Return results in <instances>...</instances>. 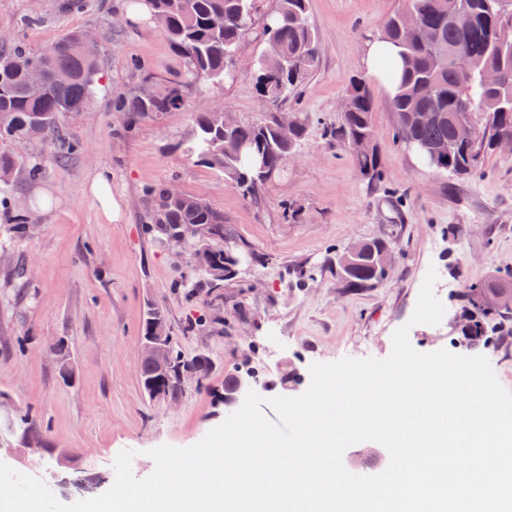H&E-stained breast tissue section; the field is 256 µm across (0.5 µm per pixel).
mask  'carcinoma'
<instances>
[{
    "instance_id": "cac0c4a2",
    "label": "carcinoma",
    "mask_w": 512,
    "mask_h": 512,
    "mask_svg": "<svg viewBox=\"0 0 512 512\" xmlns=\"http://www.w3.org/2000/svg\"><path fill=\"white\" fill-rule=\"evenodd\" d=\"M145 1L150 15L160 24L175 54L181 59L185 76L195 82L233 81L238 73L235 56L251 33L255 6L253 0H133ZM487 0H408L405 11L389 17L384 38L397 48L400 68L382 63V75L394 82L391 111L395 136L407 150L414 152L425 167L454 176L476 172L485 150L495 139L512 137V42L497 38L499 28L512 29V0H502L499 12L486 8ZM460 8L473 18L467 29L453 26L449 18ZM81 33H73L40 53L15 42L0 47V138L24 139L33 125L41 134L58 132L60 118L82 112L93 97L99 73L98 51L85 50ZM258 39L266 49L284 61V67L270 72L265 53L254 57L250 72L256 96L266 109L256 122L225 115L222 109H209L194 115V127L184 152L196 162L224 176V181L251 201L280 175L288 157L297 153L308 133L309 117L302 112L288 114L294 126L293 137L284 142L278 136L277 113L319 69L321 55L315 28L309 15V0H278ZM30 65L42 67L47 80L39 89L28 86ZM499 71L503 81L487 86L483 73ZM184 107L178 84L165 85L153 96L136 91L118 100L116 108L127 116V124L162 120ZM372 99L366 79L350 81L341 123L329 135L345 145L356 138L374 140ZM420 112H437L440 119L423 123ZM462 117L477 127L474 141L457 140L456 127ZM430 146H442L443 155L432 159ZM355 168L370 194L385 190L382 157L374 146L366 153L352 155ZM147 219L146 232L153 239L161 235L162 225L183 230L200 226L205 231L206 253L193 263L200 277L182 279L176 288L188 297L201 294L223 295L224 246L255 254L253 246L224 221V212L208 199L176 191L171 185L149 186L143 192ZM402 225L368 240L367 249L352 257L343 252L327 255L319 266L304 264L302 279H311L317 269L327 267L346 291H358L380 283L386 268L393 263ZM507 293L502 306H479L480 296ZM467 305L462 311L465 322L459 329L471 347L489 343L488 332L498 333L506 341L512 337V288L499 280L472 283L465 288ZM171 372L159 377L151 362L139 367V382L153 399L178 400L184 388L176 371L186 358L174 339L167 345ZM17 425L29 434L32 443L42 444L40 423L31 409L15 415Z\"/></svg>"
}]
</instances>
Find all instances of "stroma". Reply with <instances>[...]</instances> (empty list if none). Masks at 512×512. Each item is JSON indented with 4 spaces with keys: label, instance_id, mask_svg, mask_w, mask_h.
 I'll return each mask as SVG.
<instances>
[{
    "label": "stroma",
    "instance_id": "35a3bbf8",
    "mask_svg": "<svg viewBox=\"0 0 512 512\" xmlns=\"http://www.w3.org/2000/svg\"><path fill=\"white\" fill-rule=\"evenodd\" d=\"M406 6L407 0H310L322 61L289 105L308 114L309 135L258 208L179 147L198 110L261 118L248 76L220 85L182 81L183 109L162 124L144 121L127 130L113 110L115 99L162 86L182 70L154 20L132 21L125 0H0V37L41 52L86 31L100 52V79L88 109L60 123L61 134L78 142L77 153L54 159L44 139H0V153L19 165L0 180V254L12 258L0 264V413L32 409L44 440L40 448L1 452V463L44 481L60 469L92 477L112 472L117 454L131 449L132 473L145 478L155 467L150 449L192 446L226 419L224 374L245 350L265 380L284 359L305 374L314 363L387 358L394 331L404 325L416 351L459 353L447 319L463 309L464 282L512 274V153H488L466 178L429 171L397 145L390 96L375 79L369 82L373 129L388 196H367L350 149L329 135L351 79L365 73L367 41ZM38 157L46 160L42 176L25 178L22 165ZM99 169L111 172L112 191L125 202L122 223H107L85 192ZM169 183L204 194L255 245L262 261L245 272L255 291L190 301L175 290L194 268L146 234L141 201L143 188ZM285 200L299 207L297 221L283 220ZM19 215L30 230L17 238L10 226ZM390 224L402 225L403 234L387 282L347 292L324 270L297 284L292 264L319 263L330 249L379 236ZM17 263L23 276L13 273ZM431 268L447 319L414 325L410 319ZM237 303L250 319L225 328ZM151 304L166 310L186 357L205 353L213 365L208 386L188 388L176 405L149 400L138 380L139 338ZM200 315L206 326L186 331L187 320ZM61 336L75 369L69 384L50 351Z\"/></svg>",
    "mask_w": 512,
    "mask_h": 512
}]
</instances>
